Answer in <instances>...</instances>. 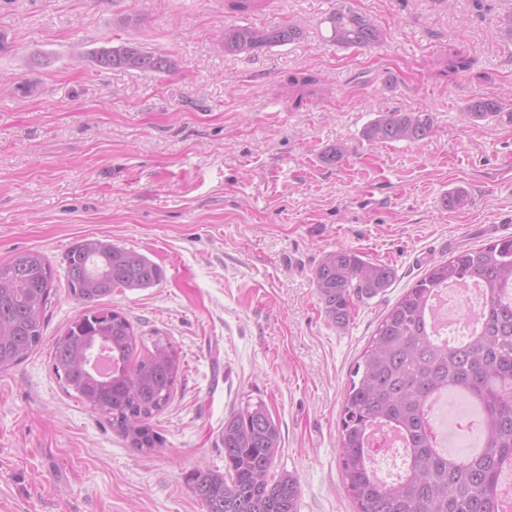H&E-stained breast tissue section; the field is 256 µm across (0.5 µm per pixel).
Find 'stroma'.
<instances>
[{
	"label": "stroma",
	"mask_w": 512,
	"mask_h": 512,
	"mask_svg": "<svg viewBox=\"0 0 512 512\" xmlns=\"http://www.w3.org/2000/svg\"><path fill=\"white\" fill-rule=\"evenodd\" d=\"M346 6L385 31L372 48L329 41ZM512 0H0V263L38 251L63 280L69 248L107 238L164 278L116 290L142 336L166 337L185 373L153 422L159 451L130 447L70 396L50 352L83 311L58 292L42 342L0 373V512H204L185 475L224 466L219 434L246 402L281 429L274 474L300 485L299 512H355L342 484L338 422L349 371L388 306L453 251L512 236ZM134 25H123L124 17ZM298 24L303 37L225 54L230 24ZM128 39L175 72L74 65L75 50ZM473 58L448 76L449 57ZM45 53L54 62L30 66ZM479 95L501 114L474 125ZM431 113L419 143L375 144L384 112ZM344 147L341 163L325 161ZM467 193L451 211L443 197ZM345 246L392 266L377 298L331 325L312 273ZM501 112V103L494 97L477 96L469 100L464 107L466 118L474 124L498 116Z\"/></svg>",
	"instance_id": "stroma-1"
}]
</instances>
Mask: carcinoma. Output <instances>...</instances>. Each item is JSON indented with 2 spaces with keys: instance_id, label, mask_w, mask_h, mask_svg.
I'll return each instance as SVG.
<instances>
[{
  "instance_id": "carcinoma-1",
  "label": "carcinoma",
  "mask_w": 512,
  "mask_h": 512,
  "mask_svg": "<svg viewBox=\"0 0 512 512\" xmlns=\"http://www.w3.org/2000/svg\"><path fill=\"white\" fill-rule=\"evenodd\" d=\"M336 45L370 47L383 41L374 20L339 6L327 17ZM294 24L232 25L224 52L252 54L302 37ZM100 69L170 73L175 60L127 41L96 47ZM502 112L494 97L477 96L464 107L477 123ZM434 133L428 112L389 111L371 121L363 137L375 143L422 142ZM395 277L388 264L340 247L323 255L313 284L329 322L346 327L355 303L384 293ZM163 270L148 257L107 239L84 238L66 254L67 294L85 310L52 349L55 373L75 397L106 418L141 450L158 439L152 421L168 406L184 374L164 337L143 336L120 310L102 300L117 289L158 285ZM469 282L485 289L481 319L469 336L450 343L431 326L434 297ZM57 292L48 258L36 251L0 264V372L19 364L42 341V318ZM468 390L483 401L478 421L483 445L450 455L431 434V405L448 391ZM386 427L406 448L404 473L380 478L368 457L372 431ZM343 481L358 512H512L502 488L512 471V237L451 253L415 281L383 314L354 363L339 418ZM224 471L195 468L186 482L205 512H298L300 487L287 473L272 474L281 430L264 402L247 403L224 419L220 434Z\"/></svg>"
}]
</instances>
